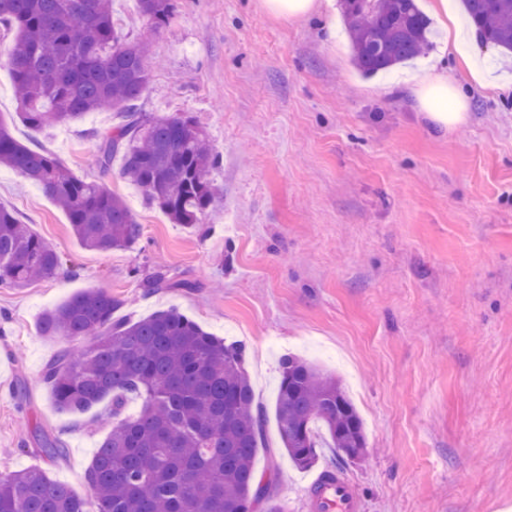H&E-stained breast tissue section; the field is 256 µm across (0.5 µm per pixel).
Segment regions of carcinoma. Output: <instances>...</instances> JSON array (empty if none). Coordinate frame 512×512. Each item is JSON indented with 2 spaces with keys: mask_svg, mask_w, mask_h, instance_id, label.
<instances>
[{
  "mask_svg": "<svg viewBox=\"0 0 512 512\" xmlns=\"http://www.w3.org/2000/svg\"><path fill=\"white\" fill-rule=\"evenodd\" d=\"M175 0H137L151 29L163 26ZM486 43L512 52V0H464ZM354 61L368 75L424 54L431 22L417 0H342ZM0 25L13 32L9 61L23 121L35 130L109 110L123 122L97 135L98 162L138 186L175 224L205 220L215 193L217 154L183 115L142 117L137 101L150 81L148 44L128 41L112 0H0ZM39 186L69 217L87 248H128L142 233L123 197L74 175L52 155L17 141L0 121V166ZM60 267L56 250L0 207V282L34 284ZM153 291L193 288L157 271ZM121 299L100 288L47 310L41 335L69 346L43 368L56 404L69 411L112 399V428L87 471L85 500L29 467L0 479V512H284L272 495L273 474L254 459L264 413L244 369L245 347L213 336L176 310L139 320L115 318ZM142 408L125 417V398ZM276 417L288 457L313 466L320 435L340 457L366 448L363 424L336 378L307 360L280 361ZM41 452L63 456L56 438Z\"/></svg>",
  "mask_w": 512,
  "mask_h": 512,
  "instance_id": "1",
  "label": "carcinoma"
}]
</instances>
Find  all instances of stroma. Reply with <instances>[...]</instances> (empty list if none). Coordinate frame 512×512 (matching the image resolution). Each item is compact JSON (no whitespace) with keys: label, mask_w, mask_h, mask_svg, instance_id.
I'll list each match as a JSON object with an SVG mask.
<instances>
[{"label":"stroma","mask_w":512,"mask_h":512,"mask_svg":"<svg viewBox=\"0 0 512 512\" xmlns=\"http://www.w3.org/2000/svg\"><path fill=\"white\" fill-rule=\"evenodd\" d=\"M125 33L150 43L153 116H192L220 156L204 223H170L140 189L97 164L94 112L34 130L17 116L11 34L0 27V119L18 141L104 183L142 227L124 250L92 251L36 185L0 167V206L60 256L27 288L0 285V476L40 465L88 498L86 480L111 408L59 409L40 375L65 339L40 333L44 311L86 288L123 299L136 320L175 309L246 344L245 368L265 411L255 469H275L274 497L304 512L306 486L335 467L359 512H512V88L473 85L432 17L433 45L367 77L357 69L341 0L294 22L260 0H176L151 32L135 0H114ZM335 24L328 35L326 24ZM470 86L469 120L433 129L398 71L437 54ZM164 271L192 288L151 291ZM339 379L364 422L351 460L321 446L313 468L290 461L275 416L282 355ZM63 443L42 458L37 429Z\"/></svg>","instance_id":"35a3bbf8"}]
</instances>
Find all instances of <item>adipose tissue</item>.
I'll return each mask as SVG.
<instances>
[{"label": "adipose tissue", "mask_w": 512, "mask_h": 512, "mask_svg": "<svg viewBox=\"0 0 512 512\" xmlns=\"http://www.w3.org/2000/svg\"><path fill=\"white\" fill-rule=\"evenodd\" d=\"M412 92L422 116L437 130L446 132L469 118V95L448 75V68L438 63L418 80Z\"/></svg>", "instance_id": "obj_1"}]
</instances>
